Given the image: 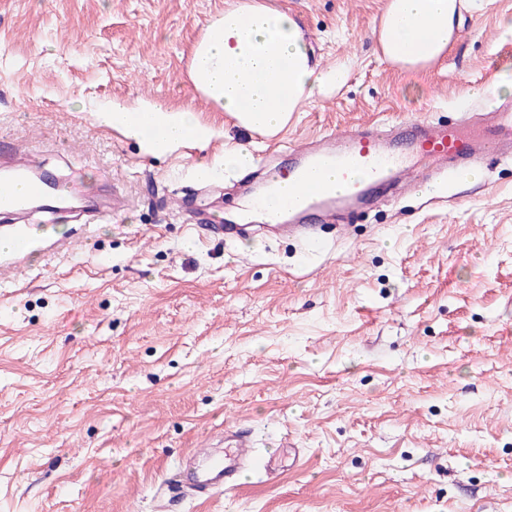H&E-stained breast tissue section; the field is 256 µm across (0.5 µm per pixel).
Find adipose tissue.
I'll return each instance as SVG.
<instances>
[{
    "label": "adipose tissue",
    "instance_id": "1",
    "mask_svg": "<svg viewBox=\"0 0 512 512\" xmlns=\"http://www.w3.org/2000/svg\"><path fill=\"white\" fill-rule=\"evenodd\" d=\"M453 0H389L380 20L383 54L405 69L418 70L447 52L454 33ZM191 78L196 89L247 129L273 135L304 103L327 96L341 83L340 71L321 69L298 20L260 0H236L209 24L206 43L195 51ZM99 122L142 135V124L155 133L150 151L209 140L212 130L187 109L155 104L106 106Z\"/></svg>",
    "mask_w": 512,
    "mask_h": 512
}]
</instances>
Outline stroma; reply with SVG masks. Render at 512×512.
I'll return each instance as SVG.
<instances>
[{
  "label": "stroma",
  "instance_id": "obj_1",
  "mask_svg": "<svg viewBox=\"0 0 512 512\" xmlns=\"http://www.w3.org/2000/svg\"><path fill=\"white\" fill-rule=\"evenodd\" d=\"M225 0H0V142L80 173L106 218L34 211L76 245L0 275V512H512V159L479 182L388 188L331 254L299 240L209 237L172 210L232 212L194 165L242 144L288 167L202 98L194 45ZM347 69L280 141L425 118L459 122L475 90L512 78V0L462 10L447 54L387 62V0H265ZM189 107L201 148L153 156L100 125L109 104ZM245 431L270 459L207 499L170 486L188 450ZM302 465H295V453Z\"/></svg>",
  "mask_w": 512,
  "mask_h": 512
}]
</instances>
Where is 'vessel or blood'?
<instances>
[{
	"mask_svg": "<svg viewBox=\"0 0 512 512\" xmlns=\"http://www.w3.org/2000/svg\"><path fill=\"white\" fill-rule=\"evenodd\" d=\"M512 148V103L501 102L484 110L474 124L437 125L414 119L390 128L375 123L330 131L316 141L291 148L292 162L287 171L263 169L266 184L288 179L290 191L276 210L266 202L248 197L242 202V224L231 225L221 212H203L188 199L180 205L191 224L209 222L214 233L247 235V221L259 227L283 231L306 230L310 218L339 217L357 206L374 185L409 182L413 188L432 186L435 167L447 166L449 174L469 168L490 155ZM77 190L59 176L49 173L27 154L12 148L0 154V209L22 215L31 210L53 212L77 198ZM10 252L12 267H20L35 243L53 247L65 245V238L39 226L14 234ZM222 457L209 461L199 472L177 470L168 482L196 496L238 485L246 467L254 462V442L249 434L234 432Z\"/></svg>",
	"mask_w": 512,
	"mask_h": 512,
	"instance_id": "b4317fda",
	"label": "vessel or blood"
}]
</instances>
